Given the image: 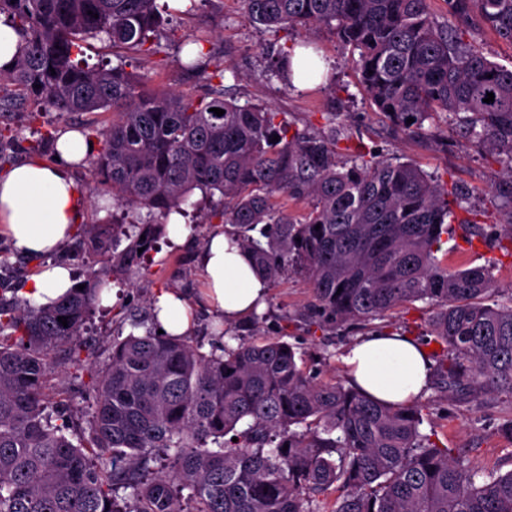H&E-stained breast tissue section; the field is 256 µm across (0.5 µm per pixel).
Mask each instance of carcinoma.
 <instances>
[{
    "label": "carcinoma",
    "mask_w": 512,
    "mask_h": 512,
    "mask_svg": "<svg viewBox=\"0 0 512 512\" xmlns=\"http://www.w3.org/2000/svg\"><path fill=\"white\" fill-rule=\"evenodd\" d=\"M241 2L253 24L276 32L330 28L354 54L372 109L397 130L413 134L449 114L512 162V68L465 41L486 29L512 44V0H445L442 23L431 0ZM1 14L19 51L0 72L15 92L0 108L27 103L33 120L112 113L94 130L102 143L94 171L118 205L166 218L183 214L196 189L218 193L208 219L235 227L270 284L308 280L303 320L368 326L421 302L445 352L440 388L474 401L487 388L512 394V295L492 299L491 265L448 264L443 236L455 221H476L467 208L455 214L437 179L376 150L342 151L347 136L334 112L315 132L238 104L224 87L226 68L199 38L185 68L208 73L200 97L151 89L122 60L96 69L76 61L88 37L156 53L157 0H0ZM293 53L284 46L268 62L270 77L289 88ZM37 134L29 151L40 156L58 129ZM162 234L152 220L134 233L82 225L78 240L112 254L110 265L51 305L0 301V512H183L184 500L191 512H324L320 497L331 489V512H512V469L476 471L421 432L423 406L317 382L280 340L206 354L150 328L118 335L84 384L94 400L87 425L63 415L52 422L49 353L66 346L71 363H85L82 335L101 285L148 266ZM160 454L164 475L152 472ZM120 488L131 501H118Z\"/></svg>",
    "instance_id": "1"
}]
</instances>
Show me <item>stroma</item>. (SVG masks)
Instances as JSON below:
<instances>
[{
    "mask_svg": "<svg viewBox=\"0 0 512 512\" xmlns=\"http://www.w3.org/2000/svg\"><path fill=\"white\" fill-rule=\"evenodd\" d=\"M168 25L162 26L156 40L160 55L125 53L106 41L89 38L82 46V59L91 65L116 61L128 56L135 76L149 85L200 96L206 81L199 72L183 68L186 38L204 37L207 47L225 66L233 68L238 79L234 94L240 101L251 102L284 113L286 119L301 129L312 131L324 127L323 113L338 112L349 132V146L362 145L378 150L383 156L417 163L437 177L449 191L450 205H461L478 214L479 237L467 240L464 229H457L452 246L463 252L467 264L494 263L498 288L512 289V257L504 255L500 240L504 235V213L500 193L512 181L505 174L499 157L473 141L458 126L437 117L425 124L426 137L408 136L396 131L390 120L369 107L359 85L358 75L336 36L322 26L300 33L299 38L314 44L327 65L323 83L299 91L284 89L267 76L269 57L285 43L284 32H272L253 25L244 15L240 0H198L194 11H186L182 0H169ZM26 106L19 105L0 112V130L12 131L14 139L7 150L11 163L29 157L34 130ZM85 221L99 224L111 220L112 193L101 186L90 167L76 170ZM186 209L185 222L191 228L186 241L177 248L159 239L150 254L149 268L132 267L113 274L111 303L97 305L88 324L84 341L94 354L96 365L107 359L106 349L117 332H130L127 317L149 320L156 294L167 290L181 294L195 307V324L191 341L204 350L222 344L215 333L220 323L217 314L201 304L200 260L212 229L207 221L211 209L201 192H193ZM311 299L307 282L290 275L272 286L266 311L259 319L229 325L230 334L248 342L267 339L292 344L301 365L319 381L345 379L342 357L361 335L350 329L338 334L321 330L317 325L298 321L296 314ZM54 374L47 385L50 410L86 422L93 411V401L82 392L79 380L87 378L86 367L69 363L66 348L50 352ZM426 407L424 430H435L448 447L459 451L478 470L512 469V438L503 434L502 424L512 419V395L505 392L487 394L481 402L468 403L451 397L437 386H429L420 399Z\"/></svg>",
    "mask_w": 512,
    "mask_h": 512,
    "instance_id": "1",
    "label": "stroma"
}]
</instances>
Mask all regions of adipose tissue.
I'll list each match as a JSON object with an SVG mask.
<instances>
[{"instance_id":"ef3b65f1","label":"adipose tissue","mask_w":512,"mask_h":512,"mask_svg":"<svg viewBox=\"0 0 512 512\" xmlns=\"http://www.w3.org/2000/svg\"><path fill=\"white\" fill-rule=\"evenodd\" d=\"M55 152L56 163L33 157L0 171V235L26 256L42 260L26 289L29 301L38 306L57 301L74 286L70 266L49 264L45 258L61 253L83 222L72 170L90 155L89 139L80 131L62 130ZM201 278L204 300L225 323L250 319L267 305V279L223 226H216L207 239ZM155 307L165 334L192 332L194 310L180 295L162 293ZM343 361L354 385L375 400L395 405L415 401L428 383L432 366L421 343L387 330L354 343Z\"/></svg>"}]
</instances>
